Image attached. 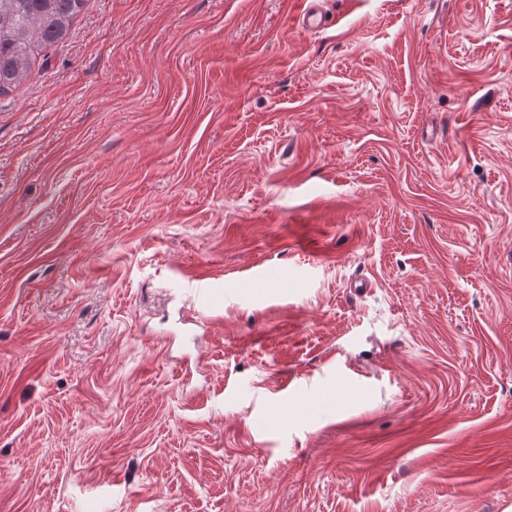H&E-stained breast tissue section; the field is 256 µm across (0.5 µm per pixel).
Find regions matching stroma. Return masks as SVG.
Listing matches in <instances>:
<instances>
[{
	"label": "stroma",
	"instance_id": "obj_1",
	"mask_svg": "<svg viewBox=\"0 0 512 512\" xmlns=\"http://www.w3.org/2000/svg\"><path fill=\"white\" fill-rule=\"evenodd\" d=\"M304 2L0 96V512H512V0Z\"/></svg>",
	"mask_w": 512,
	"mask_h": 512
}]
</instances>
